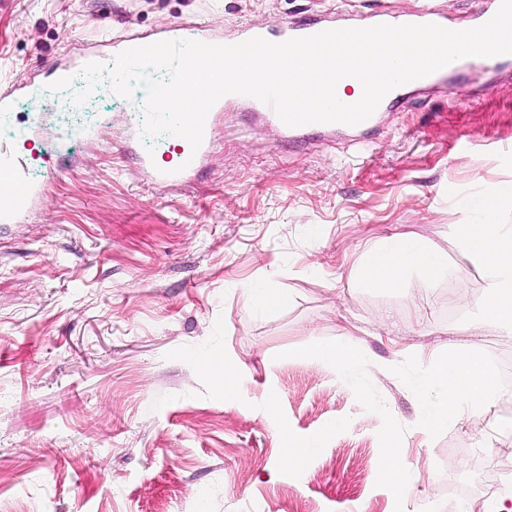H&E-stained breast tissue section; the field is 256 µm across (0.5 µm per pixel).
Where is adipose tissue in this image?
<instances>
[{
    "instance_id": "obj_1",
    "label": "adipose tissue",
    "mask_w": 512,
    "mask_h": 512,
    "mask_svg": "<svg viewBox=\"0 0 512 512\" xmlns=\"http://www.w3.org/2000/svg\"><path fill=\"white\" fill-rule=\"evenodd\" d=\"M474 219L455 227L464 251L488 273L485 298L478 311L483 331L512 335V225L501 221L512 209V186L491 185L467 201ZM416 269L437 279L447 275L444 254L424 240L397 236L363 257L356 277L361 287L384 290L401 287L405 273ZM493 373L471 353H457L423 372L416 391L423 423L434 433L458 422L464 413H479L497 395Z\"/></svg>"
}]
</instances>
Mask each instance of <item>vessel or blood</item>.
I'll use <instances>...</instances> for the list:
<instances>
[{
  "label": "vessel or blood",
  "mask_w": 512,
  "mask_h": 512,
  "mask_svg": "<svg viewBox=\"0 0 512 512\" xmlns=\"http://www.w3.org/2000/svg\"><path fill=\"white\" fill-rule=\"evenodd\" d=\"M499 0H489L488 4L479 6L465 19H452L435 6L427 5L412 15L410 22L414 25L436 24L449 30L461 31L479 27L488 22L497 12ZM332 22L323 18H312L306 21H289L278 30L270 31L255 24L243 27L242 39L262 37L279 43L295 37H305L332 29ZM143 38L116 40L112 43L111 53L87 52L81 54L79 64L109 61L111 54L120 53L128 48L143 45ZM512 62L508 54L494 57L470 56L464 60H456L441 69L437 76H425L415 79V86L433 84L435 78L452 77L459 79L468 76L475 70H486ZM248 105L265 115L268 122L278 131L282 140L296 142L309 131L308 126L286 125L277 115L274 108L256 98H248ZM213 114L207 115L204 125L203 141L199 148H191L186 139L178 141V158L168 164H158L153 157L143 156L139 159V168L151 180L163 184H182L189 181L201 167L213 146L215 114L222 111V103H215ZM45 192L43 186L31 182L13 152L0 150V223L14 224L29 211L33 203Z\"/></svg>",
  "instance_id": "obj_1"
}]
</instances>
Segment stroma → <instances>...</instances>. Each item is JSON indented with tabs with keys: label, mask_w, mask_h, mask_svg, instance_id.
I'll use <instances>...</instances> for the list:
<instances>
[{
	"label": "stroma",
	"mask_w": 512,
	"mask_h": 512,
	"mask_svg": "<svg viewBox=\"0 0 512 512\" xmlns=\"http://www.w3.org/2000/svg\"><path fill=\"white\" fill-rule=\"evenodd\" d=\"M423 2L0 0V91L173 23L229 39ZM65 107L42 92L0 115V145L47 183L0 224V512H488L512 493V335L478 329L487 273L454 232L472 216L462 199L512 185V68L410 91L361 136L282 144L226 107L182 185L140 172L139 154L164 159L168 143L133 141L134 105L92 97V143L59 139ZM401 234L443 252L448 275L357 287L363 255ZM264 282L287 307L250 308L246 288ZM317 341L364 363L310 354ZM454 350L483 357L499 393L430 435L414 381ZM206 358L234 371L233 402ZM289 438L315 444L302 467L283 463ZM388 445L412 487L382 475ZM313 352L327 360L335 362L343 368H352L363 363L361 353L347 345H328L314 342Z\"/></svg>",
	"instance_id": "35a3bbf8"
}]
</instances>
